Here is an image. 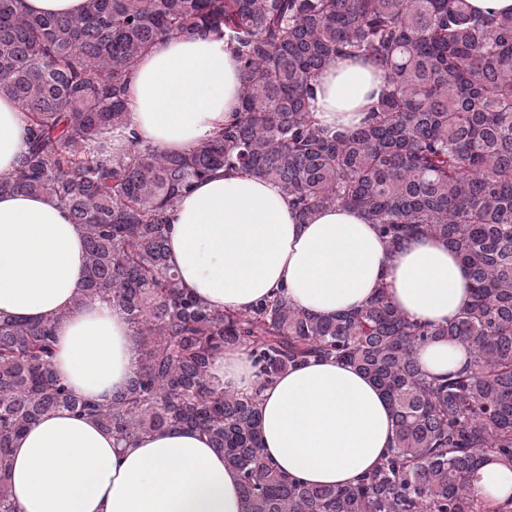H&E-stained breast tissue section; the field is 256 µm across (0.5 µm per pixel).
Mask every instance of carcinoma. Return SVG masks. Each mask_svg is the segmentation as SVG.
<instances>
[{"label":"carcinoma","mask_w":512,"mask_h":512,"mask_svg":"<svg viewBox=\"0 0 512 512\" xmlns=\"http://www.w3.org/2000/svg\"><path fill=\"white\" fill-rule=\"evenodd\" d=\"M0 0V92L29 116L27 149L0 194H49L86 237L81 294L127 315L136 371L108 405L74 395L53 368L57 317H0V512L13 440L64 408L117 440L192 429L237 471L246 512H512L478 496L493 456L512 467V15L466 0H87L74 18ZM218 35L240 59L238 116L188 153L128 130L127 84L165 37ZM338 56L369 60L389 90L356 130L328 135L309 110L315 76ZM126 139L112 154L109 134ZM218 169L278 183L301 218L341 205L377 225L386 250L442 239L467 268L472 302L446 325L412 322L379 288L321 316L284 292L246 312L207 307L168 264V215ZM468 347L446 377L418 347ZM240 348L269 383L311 357L368 375L392 408L393 446L355 485L284 478L261 452L253 396L216 388L213 357Z\"/></svg>","instance_id":"cac0c4a2"}]
</instances>
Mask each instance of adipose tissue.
Wrapping results in <instances>:
<instances>
[{"label":"adipose tissue","instance_id":"adipose-tissue-1","mask_svg":"<svg viewBox=\"0 0 512 512\" xmlns=\"http://www.w3.org/2000/svg\"><path fill=\"white\" fill-rule=\"evenodd\" d=\"M241 63L214 36L163 38L133 67L129 128L143 141L185 152L239 109ZM374 64L344 57L314 79L310 109L329 132L349 133L386 91ZM28 119L0 92V175L26 149ZM169 262L183 288L211 307L248 310L277 290L295 307L333 316L365 305L380 285L412 321L445 324L472 300L466 268L447 244L419 236L389 253L358 209L330 206L300 220L280 185L243 174L197 181L169 215ZM86 279L85 233L48 195L0 194V316L37 323L55 315L57 376L100 403L135 369L125 312L93 299L77 304ZM435 376L470 369L471 351L437 341L421 348ZM212 383L256 396L262 454L283 474L312 485H350L392 446L394 425L380 390L336 359H309L263 384L249 357L227 349ZM18 512H246L237 473L193 431L143 435L117 445L95 421L59 409L11 451ZM478 495H512V468L491 459L477 471Z\"/></svg>","mask_w":512,"mask_h":512}]
</instances>
